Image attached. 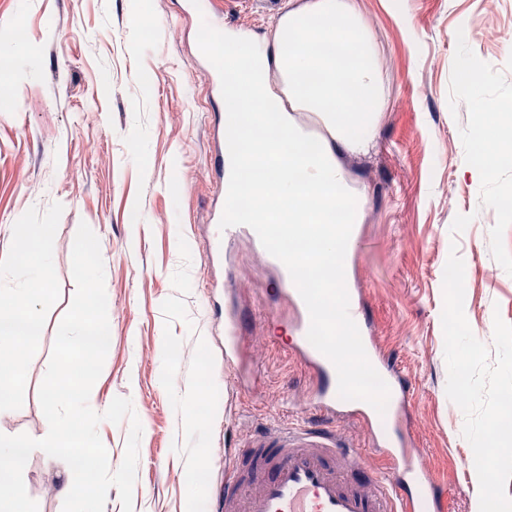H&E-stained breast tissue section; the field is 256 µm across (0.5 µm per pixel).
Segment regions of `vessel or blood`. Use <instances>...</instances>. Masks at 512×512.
<instances>
[{
  "label": "vessel or blood",
  "mask_w": 512,
  "mask_h": 512,
  "mask_svg": "<svg viewBox=\"0 0 512 512\" xmlns=\"http://www.w3.org/2000/svg\"><path fill=\"white\" fill-rule=\"evenodd\" d=\"M205 38L200 46L208 58L216 92L224 90V68L218 57L224 45L215 0H189ZM233 136L223 135L211 160L220 177H227L237 152ZM237 207L215 211L214 231L206 259L224 262V252L238 239L263 252L275 272L276 295L289 304L284 345L300 356L319 377L309 396L311 407L326 413H344L367 424L386 455V468L368 467L359 448L336 443L327 431L288 426L253 434L237 446L224 468V489L214 496V512H441L445 491L430 481L422 449L411 438L409 407L412 393L403 372L372 341V324L353 289L337 300L332 288H310L297 278L285 251L271 248L268 225L245 223ZM350 327L364 362L378 385L391 396L379 409L370 390L342 379V360L336 351V332ZM245 321L234 304L224 315V363L241 365L239 338Z\"/></svg>",
  "instance_id": "vessel-or-blood-1"
}]
</instances>
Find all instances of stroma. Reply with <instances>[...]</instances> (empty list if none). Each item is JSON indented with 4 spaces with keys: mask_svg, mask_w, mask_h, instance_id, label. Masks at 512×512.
Wrapping results in <instances>:
<instances>
[{
    "mask_svg": "<svg viewBox=\"0 0 512 512\" xmlns=\"http://www.w3.org/2000/svg\"><path fill=\"white\" fill-rule=\"evenodd\" d=\"M182 0H0V47L25 24L0 96V270L26 253L18 228L47 234L53 262L42 334L27 350L23 381L0 433L40 439L47 421L38 389L58 325L76 292L72 247L79 224L100 242L110 344L89 402L104 412L130 399L143 433L134 512H211L224 484L229 440L286 423L289 414L325 427L338 442L387 463L355 419L323 418L309 406L316 374L279 348L289 308L273 301L263 256L247 244L232 269L206 261L209 219L219 199L211 173L213 126L222 110L198 33ZM382 47L389 104L367 157H348L367 194L356 279L376 344L412 383L414 438L429 475L446 490L445 512H479V483L463 411L446 394L443 275L450 252L465 266L464 312L493 343V318L512 324V161L492 179L480 167L474 100L461 90L462 62L493 64L479 93L512 97V0H363ZM149 14L143 37L134 14ZM233 276L232 299L252 327L240 339V374L224 368V315L206 308L212 286ZM208 393L192 423L181 403ZM67 465L34 451L29 495L38 512H62Z\"/></svg>",
    "mask_w": 512,
    "mask_h": 512,
    "instance_id": "obj_1",
    "label": "stroma"
}]
</instances>
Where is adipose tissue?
Listing matches in <instances>:
<instances>
[{"instance_id":"ef3b65f1","label":"adipose tissue","mask_w":512,"mask_h":512,"mask_svg":"<svg viewBox=\"0 0 512 512\" xmlns=\"http://www.w3.org/2000/svg\"><path fill=\"white\" fill-rule=\"evenodd\" d=\"M288 37L249 29L224 30V109L236 113L242 152L236 192H248L250 216H263L281 236L308 224L310 250L298 252L312 287L332 273L338 250L321 233L334 215L361 224L366 193L348 178L343 159L368 154L388 103L380 49L360 0H288ZM288 71V93L276 76ZM291 112L314 113L326 132L322 148L310 147ZM476 121L489 133L482 175L512 155V98L478 99ZM33 255L23 277L0 272V415L22 379L25 352L41 334L38 305L52 261L47 237L22 235Z\"/></svg>"}]
</instances>
